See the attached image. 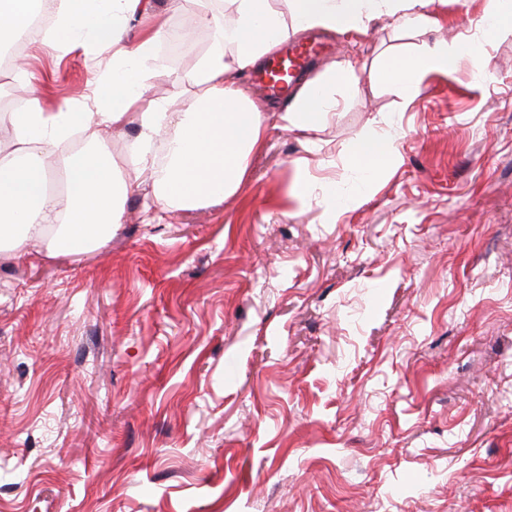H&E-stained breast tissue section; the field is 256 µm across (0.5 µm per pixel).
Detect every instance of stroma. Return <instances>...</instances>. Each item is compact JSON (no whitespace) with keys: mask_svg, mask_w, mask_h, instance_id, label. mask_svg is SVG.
Masks as SVG:
<instances>
[{"mask_svg":"<svg viewBox=\"0 0 512 512\" xmlns=\"http://www.w3.org/2000/svg\"><path fill=\"white\" fill-rule=\"evenodd\" d=\"M496 0H437L440 27L308 31L312 65L359 62L314 130L270 127L233 196L146 221L135 124L109 130L136 180L96 247L0 253V512H512V35L486 73L430 76L406 110L369 70L393 46L480 38ZM190 41L204 9L154 0ZM48 111L88 102L108 49L22 55ZM197 54L164 63L184 97ZM395 166L362 206L297 208L358 183L348 148L380 117Z\"/></svg>","mask_w":512,"mask_h":512,"instance_id":"1","label":"stroma"}]
</instances>
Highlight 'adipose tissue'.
<instances>
[{
    "label": "adipose tissue",
    "instance_id": "1",
    "mask_svg": "<svg viewBox=\"0 0 512 512\" xmlns=\"http://www.w3.org/2000/svg\"><path fill=\"white\" fill-rule=\"evenodd\" d=\"M230 21L203 11L197 22L233 45V62L223 52L210 54L187 74L204 84L203 95L186 98L179 110L168 99L147 92L146 80L158 67L156 48L166 34V22L153 18L136 46L124 36L134 16L146 13L145 0H62L45 36L48 46L69 51L75 41L112 51V69L96 82L92 102L45 111L38 98L9 117L15 140L0 149V252L24 255L30 245L43 243L48 252L90 248L111 232L122 218L121 202L132 186L112 161L101 132L109 126L134 122L138 128L130 148L142 177H157L156 204L166 211L201 201L234 195L248 175L250 157L260 151L267 134L265 107L235 80V72L262 65L266 56L290 34L306 30L364 33L370 24L388 17L397 30H422L438 22L435 0H286L280 12L271 0H232ZM486 70L482 49L465 42L423 44L416 50L398 48L373 69L374 83L392 87L400 108H407L429 74H445L461 63ZM358 83L352 61L338 62L330 72L306 80L293 106L281 114L283 129H314L334 116L337 98ZM87 133V150L58 156L57 145L74 127ZM168 150L163 172H156L152 153L158 138ZM397 137L389 121L365 128L349 151L350 166L363 167L360 187L336 203L362 204L378 173L397 159ZM59 158L68 179L66 192H50L52 158Z\"/></svg>",
    "mask_w": 512,
    "mask_h": 512
}]
</instances>
